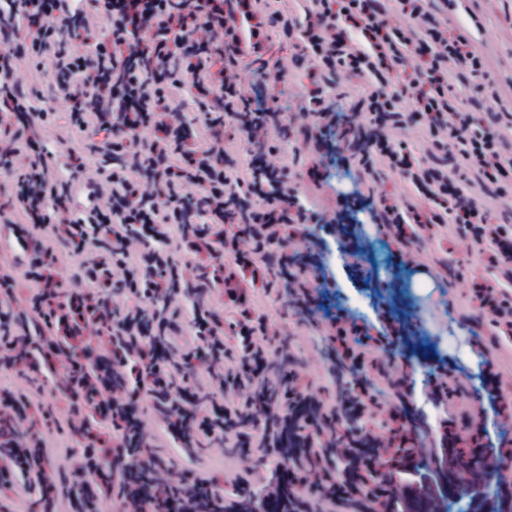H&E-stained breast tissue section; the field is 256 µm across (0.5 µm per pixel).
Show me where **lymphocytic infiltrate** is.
Returning <instances> with one entry per match:
<instances>
[{"label": "lymphocytic infiltrate", "mask_w": 512, "mask_h": 512, "mask_svg": "<svg viewBox=\"0 0 512 512\" xmlns=\"http://www.w3.org/2000/svg\"><path fill=\"white\" fill-rule=\"evenodd\" d=\"M317 2L303 32L315 66L363 82L374 75L380 84L361 98L372 128H337L318 96L302 113L335 130L365 173L388 164L416 188L382 206L373 224L342 226L353 268L361 266L357 241L384 233L407 243L445 211L475 248L491 251L492 263L511 267L512 230L489 223L472 187L512 186V163L502 157L501 135L476 132L473 114L458 111L449 95L454 70L483 76L487 56L437 20L416 25L428 0H400L394 24L383 0ZM100 19L105 29L89 38ZM270 25L287 33L293 22L284 12L266 14L263 0H0V178L12 185L0 222L24 225L21 249L34 256L26 276L40 285L29 309L0 320V366L62 372L58 389L68 403L63 425L44 384L0 395V512H20L19 475L37 483L46 502L70 510L80 503L84 512H100L108 498L119 512H367L379 499L386 512L421 505L443 512L452 487L473 473L474 461L448 462L464 440L458 419L483 436L482 413L452 401L466 372L460 363L440 362L428 379L447 434L422 449L429 469L410 458L415 432L389 426L408 391L394 397L355 379L329 407L298 385L293 335L313 326L312 307L331 280L324 264L289 253L318 204L288 182L290 133L277 107L253 108L239 78L244 45L258 71L268 70L262 50ZM353 28L362 41L351 38ZM72 38L84 40L82 54L70 53ZM17 43L36 74L50 75L51 99L70 105L55 144L78 132L104 136L73 171L60 173L39 145L53 113L36 107L42 93L34 84L16 79ZM410 52L429 59L428 91L414 79L390 80ZM189 78L204 95L191 126L184 121ZM406 117L450 162L422 169L410 150L391 145L388 124ZM230 124L254 154L242 166L228 164L237 152L224 138ZM272 124L278 141L258 139ZM149 127L155 138L141 137ZM268 154L279 155L276 167ZM132 171L139 181L129 179ZM424 199L437 213L424 215ZM64 257L77 262L83 287L55 279ZM181 283L191 287L185 321L169 306ZM116 290L127 296L124 307L112 305ZM277 296L294 322L268 315ZM331 326V377L345 364L376 360L405 336L384 295L376 322L360 325L339 312ZM317 436L326 439L319 449ZM248 438L260 450L248 481L237 468L180 469L170 453L215 444L234 453ZM59 457L67 476L53 466Z\"/></svg>", "instance_id": "obj_1"}]
</instances>
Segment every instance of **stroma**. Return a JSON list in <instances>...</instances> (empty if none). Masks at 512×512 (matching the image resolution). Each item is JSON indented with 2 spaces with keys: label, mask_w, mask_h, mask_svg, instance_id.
Wrapping results in <instances>:
<instances>
[{
  "label": "stroma",
  "mask_w": 512,
  "mask_h": 512,
  "mask_svg": "<svg viewBox=\"0 0 512 512\" xmlns=\"http://www.w3.org/2000/svg\"><path fill=\"white\" fill-rule=\"evenodd\" d=\"M434 5L440 8L450 30L469 36L492 60L485 76L454 73L450 80L453 99L462 103L464 111L473 113L478 130L512 128V0H435ZM269 36L266 57L271 69L282 70V79H262L247 55L240 59L241 79L257 96L275 97L292 126L288 145L291 186L311 196L319 191L316 181L325 184L320 190L324 194L322 221L310 226L317 242L316 257L325 260L335 281L331 296L323 298L313 312L315 332L323 337L329 333L328 318L336 311H344L359 322L372 321L377 303L368 283L340 257L338 236L327 230V223H370L373 194L391 199L406 184L399 172L388 166L376 177L366 176L337 148L333 138L320 132L313 116L296 109V102L318 87L336 111L353 113L356 99L346 74L340 70L311 72L309 51L300 35L288 37L273 28ZM359 248L363 268L380 282L391 284L394 317L418 327L415 339L401 342L397 354H380L379 367H365V374L376 384L389 375L419 383L436 367L441 355L461 360L468 367V375L454 402L485 409L484 429L493 441L501 443L503 454L512 455V406H491L475 355L479 347L491 353L500 390L512 399V344L502 330L491 325L486 309L472 298L470 290L471 283L480 282L496 294L512 295V275L492 266L487 255L477 253L468 236L447 233L443 226L422 229L418 240L405 245L393 235L381 234L360 242ZM416 262L434 264L445 273L446 287H435L413 274ZM296 361L303 389L334 404V389L318 376L324 365L321 349L306 346L297 353Z\"/></svg>",
  "instance_id": "1"
}]
</instances>
